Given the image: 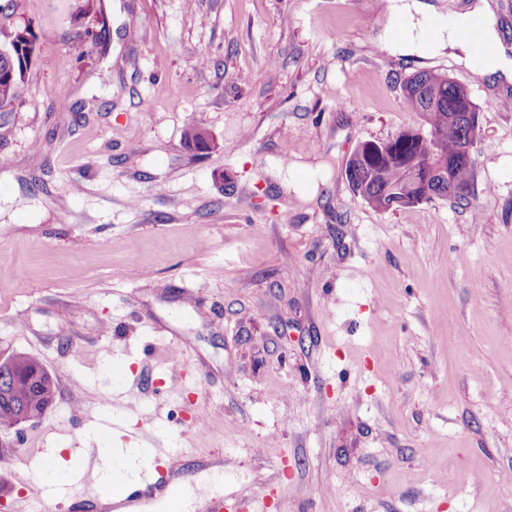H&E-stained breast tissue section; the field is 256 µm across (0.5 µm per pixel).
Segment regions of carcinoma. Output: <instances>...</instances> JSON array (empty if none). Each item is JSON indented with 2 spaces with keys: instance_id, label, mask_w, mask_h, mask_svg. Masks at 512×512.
<instances>
[{
  "instance_id": "carcinoma-1",
  "label": "carcinoma",
  "mask_w": 512,
  "mask_h": 512,
  "mask_svg": "<svg viewBox=\"0 0 512 512\" xmlns=\"http://www.w3.org/2000/svg\"><path fill=\"white\" fill-rule=\"evenodd\" d=\"M31 25L14 28L0 45V110L12 111L19 97L20 83L35 53ZM408 111L420 116L428 131H401L389 145L366 142L350 158L347 175L354 180V193L368 206L386 210L403 198L421 194L425 201L436 198L468 203L469 196L452 193L453 188L471 189L474 166L461 159L464 115L477 113L469 94L445 73L418 72L402 83ZM446 165L445 173L415 184L412 177L422 173L428 161ZM40 374L42 390L29 384L28 373ZM0 376L13 389L14 399L34 404L42 411L55 394L56 385L43 363L35 356L17 352L0 363Z\"/></svg>"
}]
</instances>
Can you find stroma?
Segmentation results:
<instances>
[{
  "label": "stroma",
  "instance_id": "stroma-1",
  "mask_svg": "<svg viewBox=\"0 0 512 512\" xmlns=\"http://www.w3.org/2000/svg\"><path fill=\"white\" fill-rule=\"evenodd\" d=\"M9 1L0 358L56 396L0 433V512L67 505L92 427L221 463L240 512H512V83L390 55L383 0ZM422 70L478 108L470 203L373 209L347 162L422 127ZM5 38V44L0 45V110L12 112L36 42L29 24L14 28Z\"/></svg>",
  "mask_w": 512,
  "mask_h": 512
}]
</instances>
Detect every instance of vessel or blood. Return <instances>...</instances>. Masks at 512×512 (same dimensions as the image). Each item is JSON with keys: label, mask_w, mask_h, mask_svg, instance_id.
Returning a JSON list of instances; mask_svg holds the SVG:
<instances>
[{"label": "vessel or blood", "mask_w": 512, "mask_h": 512, "mask_svg": "<svg viewBox=\"0 0 512 512\" xmlns=\"http://www.w3.org/2000/svg\"><path fill=\"white\" fill-rule=\"evenodd\" d=\"M143 455L144 470L151 473V481L127 486L114 480L112 487L92 489L90 494L71 502L72 512H148L152 506L158 512H181L179 502L167 494L174 473L181 470V457L160 445L145 449Z\"/></svg>", "instance_id": "vessel-or-blood-1"}]
</instances>
